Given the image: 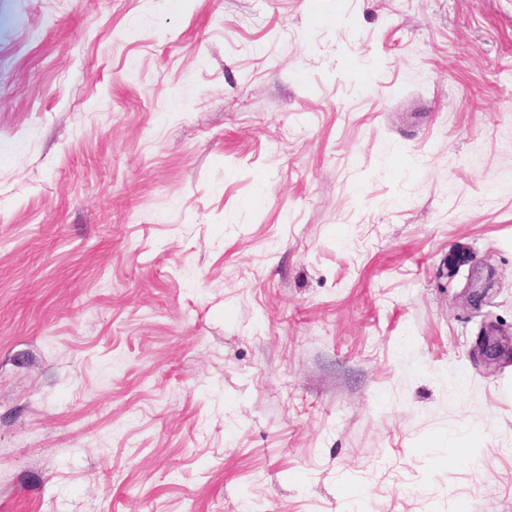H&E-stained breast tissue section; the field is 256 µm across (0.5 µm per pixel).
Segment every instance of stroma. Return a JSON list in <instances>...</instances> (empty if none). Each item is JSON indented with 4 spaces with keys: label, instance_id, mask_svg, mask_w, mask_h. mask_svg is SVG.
Returning a JSON list of instances; mask_svg holds the SVG:
<instances>
[{
    "label": "stroma",
    "instance_id": "stroma-1",
    "mask_svg": "<svg viewBox=\"0 0 512 512\" xmlns=\"http://www.w3.org/2000/svg\"><path fill=\"white\" fill-rule=\"evenodd\" d=\"M0 512H512V0H0Z\"/></svg>",
    "mask_w": 512,
    "mask_h": 512
}]
</instances>
